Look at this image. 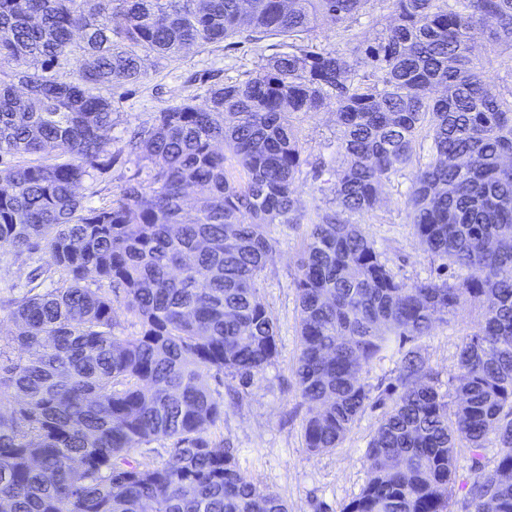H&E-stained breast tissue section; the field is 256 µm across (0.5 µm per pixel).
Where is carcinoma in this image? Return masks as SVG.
<instances>
[{
	"mask_svg": "<svg viewBox=\"0 0 512 512\" xmlns=\"http://www.w3.org/2000/svg\"><path fill=\"white\" fill-rule=\"evenodd\" d=\"M367 2L0 0V63L16 66L0 77V247L45 250L59 274L56 288L0 303L22 324L0 343V512H288L207 436L224 420L207 377L229 374L245 393L277 355L257 284L270 226L307 216L292 117L325 111L345 163L336 208L307 225L297 264L305 446L342 444L371 400L370 366L395 351L396 397L342 512H450L461 444L475 472L467 506L512 512V89L485 83L470 43L474 29L512 42V0H389L394 22L374 42L313 44ZM237 36L288 51L112 151V91L148 79L150 57ZM437 85L446 96L431 97ZM124 152L135 165L119 197L85 205L77 186ZM411 165L419 245L464 278L407 283L346 219ZM119 289L132 336L115 333ZM466 302L483 323L460 347L451 404L413 342ZM491 433L502 452L488 468ZM158 441L166 462L135 458Z\"/></svg>",
	"mask_w": 512,
	"mask_h": 512,
	"instance_id": "1",
	"label": "carcinoma"
}]
</instances>
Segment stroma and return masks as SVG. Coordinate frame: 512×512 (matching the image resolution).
Masks as SVG:
<instances>
[{
  "instance_id": "1",
  "label": "stroma",
  "mask_w": 512,
  "mask_h": 512,
  "mask_svg": "<svg viewBox=\"0 0 512 512\" xmlns=\"http://www.w3.org/2000/svg\"><path fill=\"white\" fill-rule=\"evenodd\" d=\"M390 19L388 0H369L364 15L350 30L317 31L315 43L333 46L349 37L370 41ZM473 40L484 63L487 82L498 89L512 87V47L489 42L478 31ZM283 49L277 38L255 45L237 36L185 50L178 61L151 68L148 80L115 91V123L106 136L113 148H120L131 131L151 123L157 112L188 97L204 98L214 83L244 79L259 67L263 57ZM293 123L303 156L309 162L295 182V194L312 215L332 206L327 177L342 163L336 154L339 126L332 112L300 114L294 116ZM320 161L325 164L326 175L316 179L310 166ZM410 176L406 170L393 177L375 208L353 216L352 221L362 225L399 278L426 281L436 278L437 264L418 245L408 217ZM271 234L276 243L262 274L260 296L276 325L278 354L246 395H236L237 382L230 376L209 377L210 388L224 403V421L214 439L233 449L244 476L260 487L276 491L287 503L288 512H341L367 481L364 450L391 406L385 390L395 382L398 360L387 358L371 366L367 382L374 403L344 442L328 452L308 451L302 436L305 409L294 376L300 348L295 278L305 229L275 224ZM39 265L51 267L49 253L40 252L30 258L0 248V298L22 296L29 287L30 271ZM481 321V309L467 303L454 319L437 325L430 336L420 340V352L437 373L441 391H452L456 385L459 347L465 335Z\"/></svg>"
}]
</instances>
